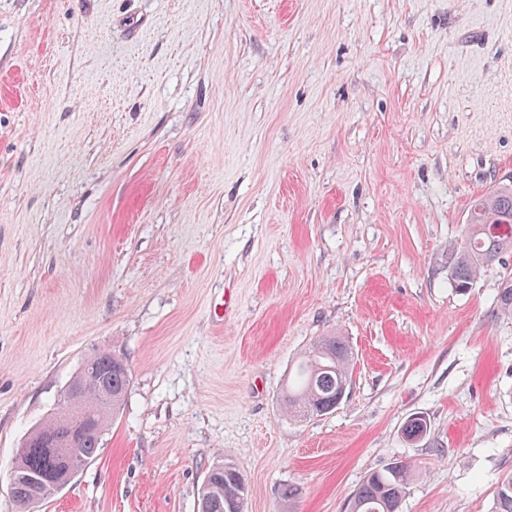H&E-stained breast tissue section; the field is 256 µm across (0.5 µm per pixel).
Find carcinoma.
I'll return each instance as SVG.
<instances>
[{
  "label": "carcinoma",
  "instance_id": "cac0c4a2",
  "mask_svg": "<svg viewBox=\"0 0 512 512\" xmlns=\"http://www.w3.org/2000/svg\"><path fill=\"white\" fill-rule=\"evenodd\" d=\"M512 254V185L502 184L478 197L471 205L461 240L448 247V272L454 288L465 292L486 267ZM353 352L339 336L314 341L293 373L282 395L283 412L304 421L326 415L340 405L339 397L351 383ZM96 367L78 375L79 381L112 399V415L120 413L131 379V370L122 358L109 351L92 356ZM56 426V416L46 418L36 433L18 448L11 473L16 475V500L23 504L36 498L43 501L54 494L51 483L33 484L27 476L57 471L60 467L48 443ZM423 417L409 419L403 434L419 439L427 432ZM102 445V436L87 435L75 449L80 462L92 461ZM413 472L410 465L395 462L371 472L351 498V512H399ZM248 484L243 471L233 461L212 465L197 493L198 512H246ZM495 512H512V473L505 475L496 490Z\"/></svg>",
  "mask_w": 512,
  "mask_h": 512
}]
</instances>
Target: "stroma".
I'll return each instance as SVG.
<instances>
[{"label": "stroma", "mask_w": 512, "mask_h": 512, "mask_svg": "<svg viewBox=\"0 0 512 512\" xmlns=\"http://www.w3.org/2000/svg\"><path fill=\"white\" fill-rule=\"evenodd\" d=\"M500 183L512 0H0V512L101 350L124 406L35 512H196L222 459L247 512H350L396 461L400 512H494L512 256L460 292L448 245ZM321 336L350 344V389L289 420Z\"/></svg>", "instance_id": "obj_1"}]
</instances>
